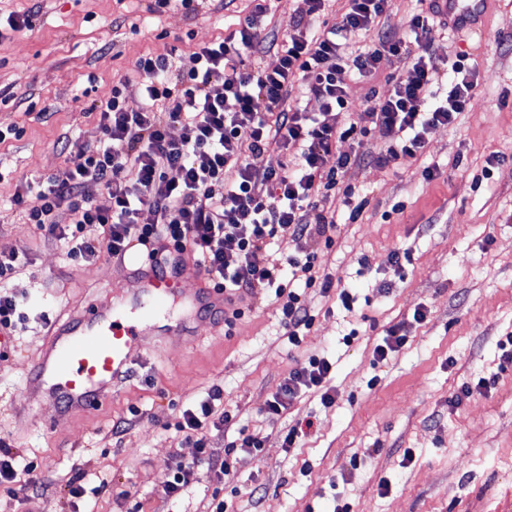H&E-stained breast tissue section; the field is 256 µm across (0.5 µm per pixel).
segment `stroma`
<instances>
[{
    "label": "stroma",
    "mask_w": 512,
    "mask_h": 512,
    "mask_svg": "<svg viewBox=\"0 0 512 512\" xmlns=\"http://www.w3.org/2000/svg\"><path fill=\"white\" fill-rule=\"evenodd\" d=\"M150 0H0V17L35 9L32 30L0 37V127L22 128L0 143V252L28 249V265L0 288L25 316L0 354V438L37 462L45 489L16 501L0 495V512H210L213 495L228 512H512V367L501 348L512 336V0H484L462 30L434 27L437 57L464 52L482 77L474 106L428 137L426 155L388 167L348 170L343 181L368 204L339 224L323 266L360 305L349 314L334 298L307 289L315 321L301 346L289 344L276 306L264 303L225 330L223 321L183 317L181 334H161L135 351L133 373L95 413L61 421L50 397L18 399L45 334L55 323L103 299L111 285L136 292L130 263L101 254L93 265L66 259L9 208L20 177L44 179L69 157L63 141L95 146L97 105L113 80L126 81L130 104L141 85L137 58L172 52L177 69L193 67L196 46L222 36L248 12L249 0H195L156 15ZM401 64L382 58L376 77L352 84L354 109L369 92L390 93L406 80ZM502 156L494 179L482 176ZM439 165L424 182L421 171ZM408 254L402 268L394 251ZM426 312L415 321V310ZM401 325L406 343L387 360L373 351ZM353 343H344L350 331ZM333 365L337 398L324 406L302 393L281 418L261 411L289 370L309 355ZM496 377L494 389L458 407L461 386ZM224 390V408L258 452L237 451L234 481L205 478L165 497L172 456L189 460L192 440L172 430L183 407ZM139 409L122 435L113 420ZM311 421L293 448L289 426ZM85 489L70 494L71 485Z\"/></svg>",
    "instance_id": "35a3bbf8"
}]
</instances>
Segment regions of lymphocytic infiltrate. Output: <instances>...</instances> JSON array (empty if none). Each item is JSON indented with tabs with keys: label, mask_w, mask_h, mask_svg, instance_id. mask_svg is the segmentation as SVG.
Returning <instances> with one entry per match:
<instances>
[{
	"label": "lymphocytic infiltrate",
	"mask_w": 512,
	"mask_h": 512,
	"mask_svg": "<svg viewBox=\"0 0 512 512\" xmlns=\"http://www.w3.org/2000/svg\"><path fill=\"white\" fill-rule=\"evenodd\" d=\"M302 2L287 34L278 38L269 30L266 0H254L238 28L197 47L189 71H178L168 53L139 57V105H128L124 80L113 82L100 106L99 145H72L69 163L58 174L39 183L21 180L12 206L23 209L39 234L74 261L136 254L153 266L177 268L188 253L212 287L228 295L265 288L295 346L315 316L291 280L335 294L341 309L354 312L356 295L320 273V248L309 246L311 234L319 233L322 248H331L337 224L332 199L343 194L351 221L366 204L342 187L348 169L423 156L434 127L452 124L472 108L480 74L462 60L444 61L433 53L434 0H417L420 9L404 41L393 40L381 22L391 0H346L340 22L329 26L320 23L324 0ZM357 38L362 47L351 49ZM271 49L279 56L276 68L246 67L248 56ZM385 56L407 69V79L395 82L388 96H366L364 107L353 111L351 82L374 74ZM298 81L320 101L318 115H306L292 102ZM173 123L183 129L180 139L168 134ZM378 125L397 130L399 139L377 153L333 154L336 141L363 143ZM275 151L289 152L288 162L256 184L251 168ZM145 211L152 216L147 223L140 220ZM64 212L70 216L65 224L59 220ZM290 242L295 252L282 253L281 244ZM331 369L326 358L309 357L289 371L263 412L284 415L306 390L332 404ZM223 400V389L215 386L181 411L175 429L194 440L197 456L171 463L166 496L206 476L230 480L234 450L261 448V440L245 434L237 449L220 454L212 448L211 431L236 423L235 414L220 409ZM37 468L9 444L0 445V491L9 497L37 485Z\"/></svg>",
	"instance_id": "lymphocytic-infiltrate-1"
}]
</instances>
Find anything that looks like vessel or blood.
<instances>
[{
    "label": "vessel or blood",
    "instance_id": "1",
    "mask_svg": "<svg viewBox=\"0 0 512 512\" xmlns=\"http://www.w3.org/2000/svg\"><path fill=\"white\" fill-rule=\"evenodd\" d=\"M135 276L137 293L86 307L50 328L21 395L30 396L47 385L63 412L89 413L102 405L112 388L131 373L133 352L157 331L150 314L140 311L142 300L160 309L182 294L180 274L140 267ZM186 297L202 316L223 314L229 306L224 293L202 278Z\"/></svg>",
    "mask_w": 512,
    "mask_h": 512
}]
</instances>
